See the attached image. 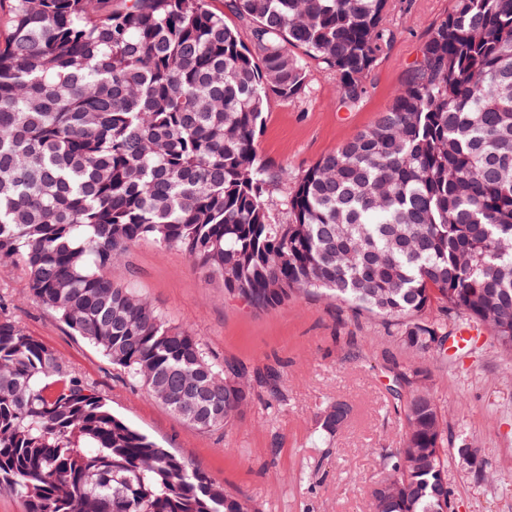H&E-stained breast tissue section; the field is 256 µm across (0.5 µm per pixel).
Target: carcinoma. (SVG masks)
<instances>
[{
    "instance_id": "1",
    "label": "carcinoma",
    "mask_w": 512,
    "mask_h": 512,
    "mask_svg": "<svg viewBox=\"0 0 512 512\" xmlns=\"http://www.w3.org/2000/svg\"><path fill=\"white\" fill-rule=\"evenodd\" d=\"M388 0H5L0 256L28 293L174 416L232 425L280 374L208 355L110 277L141 242L180 248L256 310L311 291L366 312L417 355L448 315L512 354V0H454L376 123L288 181L259 159L268 100L308 61L352 108L386 44ZM281 206L288 219L272 220ZM427 369L396 375L404 434L372 512H451L454 445ZM349 408L321 415L331 435ZM0 486L24 512H259L114 414L0 316Z\"/></svg>"
}]
</instances>
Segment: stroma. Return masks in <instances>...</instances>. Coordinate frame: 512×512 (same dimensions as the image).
<instances>
[{"label": "stroma", "mask_w": 512, "mask_h": 512, "mask_svg": "<svg viewBox=\"0 0 512 512\" xmlns=\"http://www.w3.org/2000/svg\"><path fill=\"white\" fill-rule=\"evenodd\" d=\"M451 7L452 0H390L384 18L390 41L353 109L340 108L335 74L310 64L302 95L269 100L257 141L261 160L272 171L287 170L294 182L373 125ZM110 275L146 296L171 324L191 328L214 360L275 367L283 401L260 393L232 426L203 432L130 385L99 350L36 304L20 270L0 266V315L53 350L130 424L190 468L251 498L260 512H371L372 491L383 476L381 454L401 436L391 389L411 358L379 319L339 310L314 292L275 309H249L180 249L152 242L130 248ZM422 363L450 433L477 448L491 473L481 480L469 467L449 465L453 512H512V355L482 339ZM336 401L348 405L349 416L322 437L320 414Z\"/></svg>", "instance_id": "35a3bbf8"}]
</instances>
